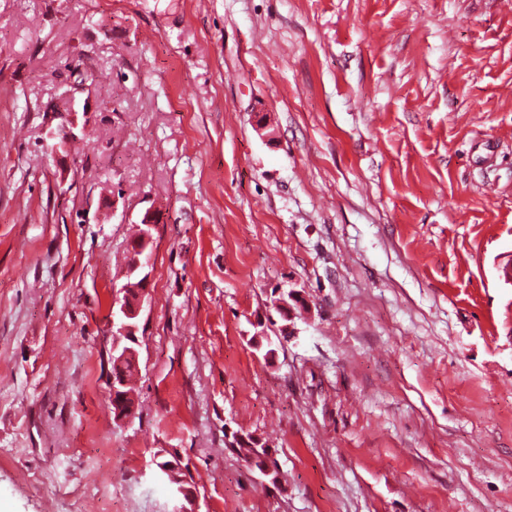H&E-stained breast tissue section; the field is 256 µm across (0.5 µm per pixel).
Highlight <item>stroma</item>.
Instances as JSON below:
<instances>
[{
    "instance_id": "35a3bbf8",
    "label": "stroma",
    "mask_w": 512,
    "mask_h": 512,
    "mask_svg": "<svg viewBox=\"0 0 512 512\" xmlns=\"http://www.w3.org/2000/svg\"><path fill=\"white\" fill-rule=\"evenodd\" d=\"M511 259L512 4L0 0V512H512ZM151 241L152 236L150 231H144L136 246L135 251L138 254L134 256V260L129 271L130 276L135 274L136 276L142 277V285H145L146 287L150 280L149 268L153 265V253L150 251L148 252ZM124 286H121L115 292L114 300L112 304V312L110 315V326H111V336H112V348L110 354V362L112 365L111 371L108 375V399L112 404V415L115 419L116 411L118 409V405L116 400L112 398V393L116 392L115 381L112 379V373L115 375L116 379H119L124 383V386L121 387L120 394L123 395L121 399L122 402L133 405V400L130 397V393L132 387L129 386L130 377L133 374L135 369V359L127 360L123 369H116L112 363V360L116 364L122 363L125 359L130 357L132 354H136V345H131L133 348L129 347L128 343H138V338L136 336L138 330V321L143 309V304L145 302V297L147 295V288L142 293L141 299L139 303L133 307H130L126 304H123L119 297H121L123 293ZM237 451L245 462L259 471L261 476L271 480L273 475L266 476L263 473V470L269 466L277 470L275 461L270 459V452H272L271 448H266L264 445H260L258 442L250 440L247 443L239 444L237 446ZM179 455L170 454V458L164 459L162 465L166 468L167 472L165 473L166 481L176 487H191V484L187 481L186 477L189 476V463H184Z\"/></svg>"
}]
</instances>
